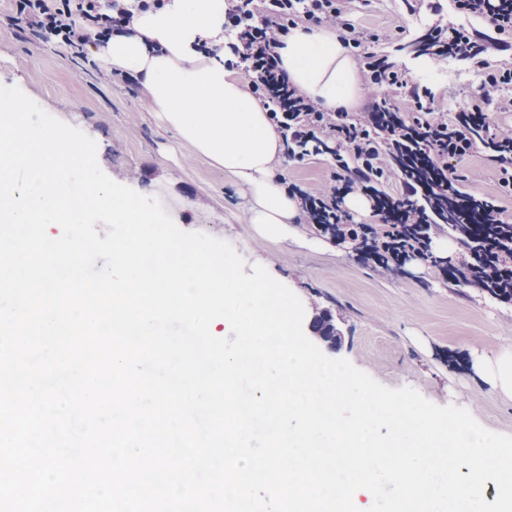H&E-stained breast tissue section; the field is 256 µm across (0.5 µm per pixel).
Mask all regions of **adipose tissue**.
<instances>
[{
    "label": "adipose tissue",
    "instance_id": "1",
    "mask_svg": "<svg viewBox=\"0 0 512 512\" xmlns=\"http://www.w3.org/2000/svg\"><path fill=\"white\" fill-rule=\"evenodd\" d=\"M226 8V0H164L136 13L133 34L113 35L99 54L111 74L137 78L147 106L243 190L253 232L284 242L300 211L277 172L279 133L224 64ZM279 54L291 81L326 108L356 107L360 75L335 31L293 29Z\"/></svg>",
    "mask_w": 512,
    "mask_h": 512
}]
</instances>
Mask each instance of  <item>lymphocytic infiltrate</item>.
<instances>
[{
	"label": "lymphocytic infiltrate",
	"instance_id": "lymphocytic-infiltrate-1",
	"mask_svg": "<svg viewBox=\"0 0 512 512\" xmlns=\"http://www.w3.org/2000/svg\"><path fill=\"white\" fill-rule=\"evenodd\" d=\"M351 3L227 0L224 53L228 66L250 79L282 134L286 157L301 161L327 153L348 170L339 187L330 182L306 189L289 185L304 223L363 243L367 260L378 261V250H392V260L379 261L389 271L414 257L430 258L431 200L458 187L448 174L450 160L485 153L504 195L512 196V125L488 115L492 109H512V68L490 67L488 47L477 33L459 26L429 28L425 39L432 59L465 60L484 74L475 104L445 115L427 86L408 81L377 53V46L392 41L391 32L366 35L356 28ZM148 7V0H12L11 14L0 19V37L17 35L26 26L79 56L86 47L102 44L112 29L132 25L136 12ZM452 7L457 15L483 20L497 33V48H506L512 38V0H452ZM301 24L336 31L345 47L357 50L371 92L361 111L328 110L290 80L278 50L283 34ZM395 89L403 90V104L391 103ZM386 182L396 186V194L379 191ZM352 193L370 198L371 222L356 223L344 209Z\"/></svg>",
	"mask_w": 512,
	"mask_h": 512
}]
</instances>
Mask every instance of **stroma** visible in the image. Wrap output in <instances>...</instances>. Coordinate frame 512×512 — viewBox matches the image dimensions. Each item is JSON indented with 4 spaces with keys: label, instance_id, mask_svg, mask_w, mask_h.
<instances>
[{
    "label": "stroma",
    "instance_id": "35a3bbf8",
    "mask_svg": "<svg viewBox=\"0 0 512 512\" xmlns=\"http://www.w3.org/2000/svg\"><path fill=\"white\" fill-rule=\"evenodd\" d=\"M353 9L363 33L393 32L394 41L378 51L396 70L426 81L412 48L424 34L423 14L410 13L402 0H355ZM436 70L428 83L440 109L456 112L474 103L478 69L443 60ZM0 85L20 88L92 138L102 171L171 204L181 230L230 243L246 267L263 265L301 299L306 317L330 313L341 340L326 349L327 357L350 360L384 386L410 387L435 404L463 407L484 428L512 435V399L493 393L472 367L474 360L512 351V302L435 275L427 260L379 273L354 241H335L309 224L301 225L299 240L259 239L246 222L240 189L150 111L138 84L111 75L94 50L75 57L30 34L2 40ZM279 167L286 181L306 185L336 172L328 156L300 163L284 157Z\"/></svg>",
    "mask_w": 512,
    "mask_h": 512
}]
</instances>
